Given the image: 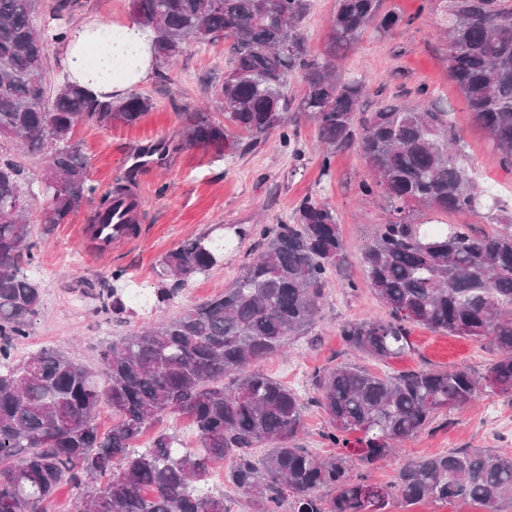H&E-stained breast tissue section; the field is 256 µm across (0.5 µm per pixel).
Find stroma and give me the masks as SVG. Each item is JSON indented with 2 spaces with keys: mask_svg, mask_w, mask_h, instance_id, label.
I'll return each instance as SVG.
<instances>
[{
  "mask_svg": "<svg viewBox=\"0 0 512 512\" xmlns=\"http://www.w3.org/2000/svg\"><path fill=\"white\" fill-rule=\"evenodd\" d=\"M131 0H73L74 22L94 20L118 25L131 17ZM446 0H383V10L409 18L405 28L385 33L368 29L343 60L346 72L365 79L371 88L363 103L371 112L395 100L417 108L435 101L447 106L464 140V160L487 188L512 185V169L495 151L487 132L474 122L456 84L448 75ZM336 0H310L302 31L312 55L331 49L328 21ZM231 42L188 45L177 59L155 61L144 82L129 91L150 97L154 106L133 124L102 127L91 122L74 129L88 161V175L99 191L124 185L140 196L133 243L114 242L111 250L93 251L79 235L96 208L87 203L61 224L42 221L43 199L25 195L28 223L40 242L37 268L43 312L32 334L19 343L25 356L51 346L81 362L96 363L102 345L133 332L149 316L157 289L156 266L161 257L187 239L209 235L223 244L224 261L197 275L167 307L174 316L224 289L262 249L258 224L287 219L303 200L312 198L337 212L347 263L332 274L320 318L309 336L292 343L287 353L263 360L268 375L299 390L309 405L298 445L323 456L331 447L323 439L325 416L313 399L316 371L345 363L389 376L416 370L447 371L460 367L484 374L499 356L489 339L450 336L412 326L407 351L383 361L353 354L339 334L348 321L387 319L388 311L368 286L361 254L390 207L382 199L358 192L366 170L356 151L336 152L329 171L321 169L322 145L315 124L300 118L297 138L283 144L270 134L265 144L238 152L228 161L215 160L210 149L186 145L180 136V114L211 101L221 83ZM157 151L143 164L133 163L141 148ZM125 269L131 282L123 313L100 312L99 291L110 283L113 270ZM512 449V401L481 393L472 405L440 413L418 436L402 442L386 460L366 469L375 483L394 482L405 460L452 449Z\"/></svg>",
  "mask_w": 512,
  "mask_h": 512,
  "instance_id": "35a3bbf8",
  "label": "stroma"
}]
</instances>
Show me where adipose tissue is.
Masks as SVG:
<instances>
[{
  "label": "adipose tissue",
  "mask_w": 512,
  "mask_h": 512,
  "mask_svg": "<svg viewBox=\"0 0 512 512\" xmlns=\"http://www.w3.org/2000/svg\"><path fill=\"white\" fill-rule=\"evenodd\" d=\"M120 29L121 37L114 39L109 26L88 21L72 27L64 45V64L71 79L102 100L148 79L152 72L145 34L132 21Z\"/></svg>",
  "instance_id": "1"
}]
</instances>
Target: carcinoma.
<instances>
[{
	"label": "carcinoma",
	"mask_w": 512,
	"mask_h": 512,
	"mask_svg": "<svg viewBox=\"0 0 512 512\" xmlns=\"http://www.w3.org/2000/svg\"><path fill=\"white\" fill-rule=\"evenodd\" d=\"M39 0H0V137L45 156L39 187L43 221L61 224L99 199L111 213L113 192L97 195L87 160L73 140L83 121L133 124L152 107L132 94L100 101L69 81L51 86L50 48L65 43L71 0H58L54 25H37ZM382 0H337L329 23L333 51L309 55L301 24L309 0H131L133 20L153 32L155 57L168 61L191 43L233 42L224 80L215 88L222 119L206 108L180 113L188 145L231 158L280 132L297 135L290 111L312 120L326 145L329 171L339 150H355L368 176L363 196L392 208L362 254L370 288L389 319H359L339 328L356 353L386 360L405 349L420 325L476 340L487 336L499 357L477 376L461 367L390 377L353 365L320 370L316 403L333 448L358 432V460L370 467L393 447L426 430L444 410L490 391L512 399V222L477 233L469 224L432 228L408 212L423 207L473 213L505 211L485 195L463 164L450 112L430 103L414 109L384 103L362 110L365 80L337 61L369 28L397 31L404 17L381 12ZM448 71L474 120L512 166V4L449 0ZM497 14L507 23L488 27ZM301 93L288 99V83ZM19 165L0 159V512H50L66 484L74 512H230L210 486L215 466L259 512H384L394 500L472 501L483 512L512 503V455L455 450L406 461L389 485L352 474L341 453L320 456L296 445L304 429L301 393L265 374L259 363L311 332L345 261L336 211L312 199L279 224L255 231L263 250L224 291L173 318H162L105 345L98 367L44 347L21 359L15 343L31 335L42 313L33 275L40 245L24 220ZM224 246L207 235L181 243L159 261L154 309L162 312L199 274L218 266ZM233 375V385L224 378ZM112 426L97 422L101 407ZM161 414L190 419L194 444L175 432L135 442Z\"/></svg>",
	"instance_id": "1"
}]
</instances>
